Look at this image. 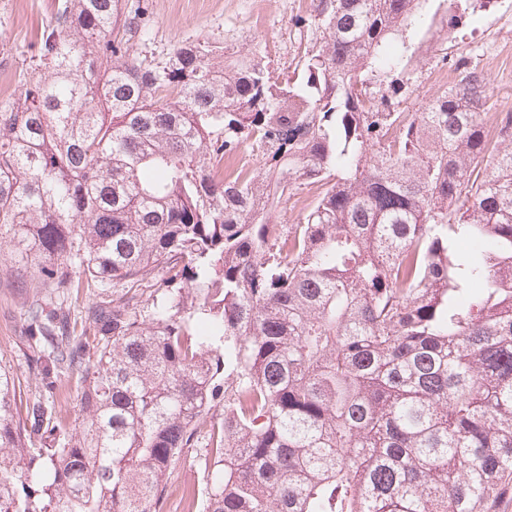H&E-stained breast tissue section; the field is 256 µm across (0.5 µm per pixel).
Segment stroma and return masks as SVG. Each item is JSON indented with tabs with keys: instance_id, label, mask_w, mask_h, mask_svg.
Masks as SVG:
<instances>
[{
	"instance_id": "stroma-1",
	"label": "stroma",
	"mask_w": 512,
	"mask_h": 512,
	"mask_svg": "<svg viewBox=\"0 0 512 512\" xmlns=\"http://www.w3.org/2000/svg\"><path fill=\"white\" fill-rule=\"evenodd\" d=\"M147 30L133 40V54L163 65L180 44L206 42L224 50L225 62L241 53L261 60L276 77L301 69L306 51L318 48L320 32L312 18L311 0H148ZM58 0H0V75L7 80L1 99L16 90L30 63L31 46L48 25ZM442 0H428L418 27L406 34L411 85L399 94V111L414 114L459 77L455 64L489 80L488 98L480 116L489 137H496L501 118L512 112V0H491L466 13L455 29L447 27ZM321 192L319 185H302L283 195L275 221L291 226L303 219ZM40 288L31 270L0 255V365L15 377L22 399L46 403L56 426L75 432L79 421L81 379L78 373L42 380L33 373L24 345L26 301ZM216 414L201 422L194 445L185 449L167 484L166 512H191L187 486L202 482L203 456Z\"/></svg>"
}]
</instances>
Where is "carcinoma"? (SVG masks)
I'll return each instance as SVG.
<instances>
[{
    "label": "carcinoma",
    "mask_w": 512,
    "mask_h": 512,
    "mask_svg": "<svg viewBox=\"0 0 512 512\" xmlns=\"http://www.w3.org/2000/svg\"><path fill=\"white\" fill-rule=\"evenodd\" d=\"M302 76L182 44L138 59L144 7L61 0L0 101L5 249L50 293L97 289L76 333L27 305L38 374H81L46 443L0 366V512H158L201 417L202 512H493L512 487V113L487 78L411 116L428 0H314ZM479 0H448V29ZM250 142L263 172L219 175ZM303 220L271 223L296 184ZM322 191L319 184L301 185L283 195L275 207V224H298L303 219L312 204Z\"/></svg>",
    "instance_id": "obj_1"
}]
</instances>
